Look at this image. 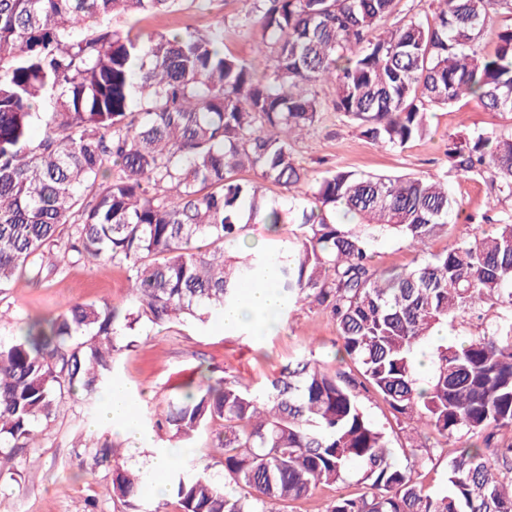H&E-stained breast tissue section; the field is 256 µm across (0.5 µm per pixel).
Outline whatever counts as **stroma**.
<instances>
[{
  "mask_svg": "<svg viewBox=\"0 0 512 512\" xmlns=\"http://www.w3.org/2000/svg\"><path fill=\"white\" fill-rule=\"evenodd\" d=\"M245 10L243 0H211L204 10L194 0H180L171 13L140 16L139 26L147 33L187 28L204 33L220 23L225 53L249 62L265 36L259 25H244ZM491 129L512 130V116L464 98L431 111L429 135L390 149L374 144L351 123L327 111L315 130L298 140L295 153L312 176L339 168L447 181L461 200L465 217L451 225L447 235L428 243L426 252L431 255L451 241L491 230L512 214V198L498 196L489 175L460 177L448 158L452 137ZM104 299L122 307L131 302L124 269L110 263H72L38 284L21 279L0 293V340L11 341L26 317L55 315L75 302ZM336 341L335 324L306 305L290 310L284 325L261 337L224 330L219 313L214 312L201 328L171 325L143 330L133 347L117 354L113 375L144 411L168 406L177 386L198 378L200 367H208L216 378L230 368L244 381L262 385L306 352L332 363ZM150 438L149 447H130L125 436L103 420L100 395L80 391L66 396L56 417L44 424L35 446L0 454V512H130L106 495L105 488L118 468L150 476L151 459L165 447L166 437L154 432ZM107 442L119 445L120 454L111 465L95 466V451Z\"/></svg>",
  "mask_w": 512,
  "mask_h": 512,
  "instance_id": "stroma-1",
  "label": "stroma"
}]
</instances>
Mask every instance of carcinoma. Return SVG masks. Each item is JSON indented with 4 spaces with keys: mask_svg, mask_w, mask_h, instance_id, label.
I'll list each match as a JSON object with an SVG mask.
<instances>
[{
    "mask_svg": "<svg viewBox=\"0 0 512 512\" xmlns=\"http://www.w3.org/2000/svg\"><path fill=\"white\" fill-rule=\"evenodd\" d=\"M178 2L0 0V293L76 259L124 266L133 296L127 308L93 301L31 318L0 344V453L30 447L65 395L110 387L115 353L140 329L234 305L272 254L275 322L298 305L325 313L336 367L304 354L260 388L227 370L189 384L150 422L174 448L219 426L224 480L181 455L171 499L147 512H288L345 483L353 463L363 492L323 512H512V441L488 452L494 431L512 430V218L413 268L379 270L380 238L422 252L462 204L430 177L312 178L294 149L327 82L332 110L382 147L427 136L428 110L464 97L512 116V26L494 51L478 49L489 12L512 15V0H434L432 20L384 30L395 0H244L245 22L273 45L249 63L224 53L221 23L205 35L137 28ZM116 14L131 20L122 32ZM448 156L512 198V132L469 134ZM257 224L275 235L272 251L241 248ZM488 308L504 313L482 333L433 341L448 318ZM365 396L406 434V464ZM428 432L451 449L440 492L423 485L433 452L414 442ZM141 486L119 469L109 492L128 505Z\"/></svg>",
    "mask_w": 512,
    "mask_h": 512,
    "instance_id": "obj_1",
    "label": "carcinoma"
}]
</instances>
